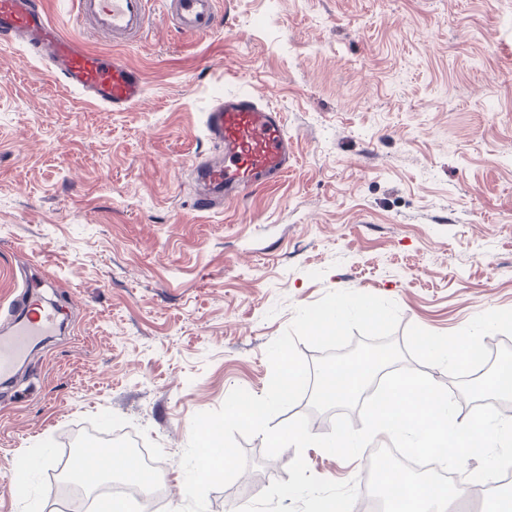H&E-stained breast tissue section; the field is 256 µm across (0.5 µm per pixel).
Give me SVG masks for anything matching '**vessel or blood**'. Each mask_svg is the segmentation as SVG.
<instances>
[{
    "label": "vessel or blood",
    "mask_w": 512,
    "mask_h": 512,
    "mask_svg": "<svg viewBox=\"0 0 512 512\" xmlns=\"http://www.w3.org/2000/svg\"><path fill=\"white\" fill-rule=\"evenodd\" d=\"M218 0H75L78 22L93 33L122 45L136 44L158 19L186 36L216 28ZM0 43L20 45L24 54L44 63L62 87L106 112H125L142 102L143 72L123 59L88 49L64 35L46 0H0ZM209 153L191 164L194 203L213 211L239 202L261 187L279 184L293 168L296 155L286 118L256 94L216 98L201 119ZM12 313L17 321L0 333V377L14 372L36 337L55 323L52 308L33 292L22 293Z\"/></svg>",
    "instance_id": "b4317fda"
}]
</instances>
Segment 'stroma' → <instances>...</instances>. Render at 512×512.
Masks as SVG:
<instances>
[{
	"label": "stroma",
	"mask_w": 512,
	"mask_h": 512,
	"mask_svg": "<svg viewBox=\"0 0 512 512\" xmlns=\"http://www.w3.org/2000/svg\"><path fill=\"white\" fill-rule=\"evenodd\" d=\"M62 30L123 57L144 100L104 112L0 44V323L43 272L71 320L0 386V512H67L73 435L123 434L159 465L166 512L196 413L263 395L267 346L296 307L353 290L394 301L395 342L479 335L512 359V0H219V29L153 24L124 47L46 0ZM249 90L280 108L297 162L213 212L193 205L201 114ZM466 406L492 403L406 347ZM248 467L212 490L259 495L296 455L241 439ZM312 474L359 479L369 455L311 446Z\"/></svg>",
	"instance_id": "obj_1"
}]
</instances>
